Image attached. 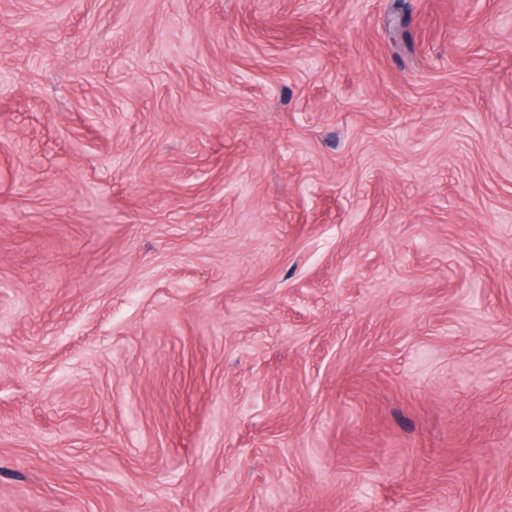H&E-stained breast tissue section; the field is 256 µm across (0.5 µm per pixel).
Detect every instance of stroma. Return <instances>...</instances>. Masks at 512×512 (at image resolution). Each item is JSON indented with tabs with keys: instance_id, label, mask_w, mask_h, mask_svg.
<instances>
[{
	"instance_id": "1",
	"label": "stroma",
	"mask_w": 512,
	"mask_h": 512,
	"mask_svg": "<svg viewBox=\"0 0 512 512\" xmlns=\"http://www.w3.org/2000/svg\"><path fill=\"white\" fill-rule=\"evenodd\" d=\"M0 512H512V0H0Z\"/></svg>"
}]
</instances>
